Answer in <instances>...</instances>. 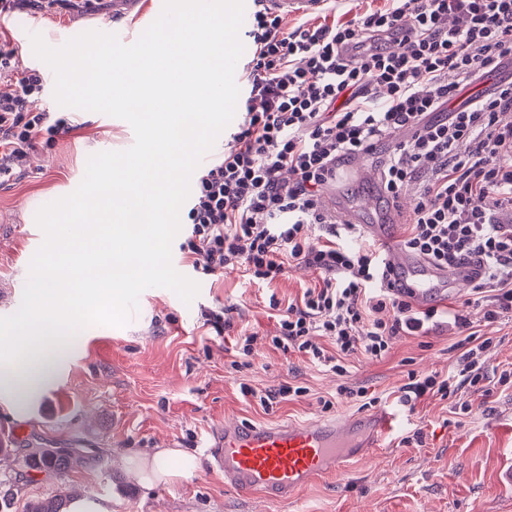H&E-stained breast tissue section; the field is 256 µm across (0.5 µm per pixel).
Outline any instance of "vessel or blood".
<instances>
[{"label": "vessel or blood", "instance_id": "1", "mask_svg": "<svg viewBox=\"0 0 512 512\" xmlns=\"http://www.w3.org/2000/svg\"><path fill=\"white\" fill-rule=\"evenodd\" d=\"M327 0H245L246 15H253L257 6L284 18L316 14ZM148 6L144 0H112V33L123 44L131 38L123 23L143 17ZM365 170L358 164L340 168L335 186L324 195L327 206L335 208L341 222L363 224L364 207H376L377 197L367 199L366 206L346 203L337 186L364 179ZM404 206L387 212L383 223L363 224L366 234L381 240L387 248L396 287L405 289L414 304L426 307L469 287L477 278L471 266H440L405 250L394 241L389 227L404 217ZM396 416L387 410L369 416L336 419L288 421L274 425L246 426L234 420H225L224 432L214 437L203 460L207 468L224 472L226 483L241 494H262L272 500H289L313 478L324 474H340L356 454H373L380 448L396 424Z\"/></svg>", "mask_w": 512, "mask_h": 512}]
</instances>
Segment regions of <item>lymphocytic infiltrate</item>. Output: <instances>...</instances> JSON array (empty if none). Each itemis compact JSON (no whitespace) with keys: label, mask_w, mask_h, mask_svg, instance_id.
Returning <instances> with one entry per match:
<instances>
[{"label":"lymphocytic infiltrate","mask_w":512,"mask_h":512,"mask_svg":"<svg viewBox=\"0 0 512 512\" xmlns=\"http://www.w3.org/2000/svg\"><path fill=\"white\" fill-rule=\"evenodd\" d=\"M247 36L254 53L241 81L247 95L222 153L201 167L185 221L194 268L241 270L271 285L295 262L319 278L282 302L276 349L297 350L341 377L338 394L367 388L345 381L346 355L386 356L393 340L451 325L459 356L448 372L408 373L398 401L415 412L423 400L479 392L487 379L478 355V322L512 314V81L454 106L461 86L512 63V0H389L349 20L288 26L258 9ZM10 41L0 39V177L20 171L43 139L69 134L71 119L32 112L37 73H16ZM380 172L388 200L417 186L401 245L438 265L472 263L480 276L467 308L417 307L388 281L384 253L362 227L321 205L339 164L369 155L397 130Z\"/></svg>","instance_id":"f902f5d3"}]
</instances>
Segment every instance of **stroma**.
Segmentation results:
<instances>
[{"label": "stroma", "instance_id": "35a3bbf8", "mask_svg": "<svg viewBox=\"0 0 512 512\" xmlns=\"http://www.w3.org/2000/svg\"><path fill=\"white\" fill-rule=\"evenodd\" d=\"M31 23L52 44L86 32L92 21L78 17L71 4L46 14L21 11L6 27L7 38ZM72 117L75 131L39 146L25 170L0 182V316L21 305L30 260L43 241L37 211L77 188L91 154L134 143L125 120L79 109ZM188 235L184 227L174 239L172 262L200 286L191 304L165 288L143 291L126 325L86 327L28 398L0 401V440L12 447L9 459L0 458V512H26L30 501L62 490L106 504L110 512H512V490L503 485L512 467V382L498 381L502 370L512 371L507 317L480 326L488 341L480 355L488 379L485 394L469 396L466 417L436 397L412 414L397 402L408 370L448 371L456 358L451 330L401 337L378 361L348 357L350 381L379 396V408L395 412L399 424L375 456L350 460L344 475L313 479L294 499L242 495L225 486L223 472L203 467L182 482L142 484L124 467L126 451L180 448L198 456L228 418L271 424L365 412L344 397L324 410L323 399L336 396V375L270 344L276 328L270 294L295 298L315 272L295 266L270 287L237 271L206 275L182 250ZM220 304L237 312L232 328L216 336L204 313ZM243 330L257 339L246 365L237 368L235 339ZM286 382L305 387V394L264 409L258 394ZM243 383L256 397L241 395ZM417 430L422 444H402ZM39 448H83L92 460L66 476L47 475L30 466Z\"/></svg>", "mask_w": 512, "mask_h": 512}]
</instances>
